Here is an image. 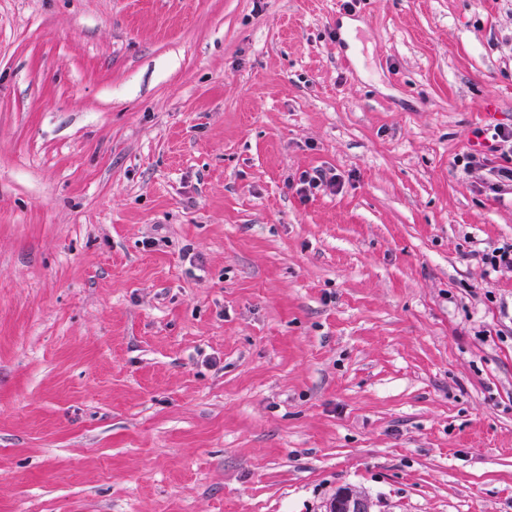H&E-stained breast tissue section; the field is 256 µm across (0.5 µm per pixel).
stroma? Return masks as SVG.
I'll return each instance as SVG.
<instances>
[{
	"label": "stroma",
	"instance_id": "35a3bbf8",
	"mask_svg": "<svg viewBox=\"0 0 512 512\" xmlns=\"http://www.w3.org/2000/svg\"><path fill=\"white\" fill-rule=\"evenodd\" d=\"M497 125L512 0H0V512H512ZM339 184V178L336 173L331 171H325L322 169H316L312 172L303 171L299 176V189L298 192L307 196L313 194V190H336V186ZM482 261L492 272H497L502 268L512 269V243L507 242L488 251L484 250Z\"/></svg>",
	"mask_w": 512,
	"mask_h": 512
}]
</instances>
